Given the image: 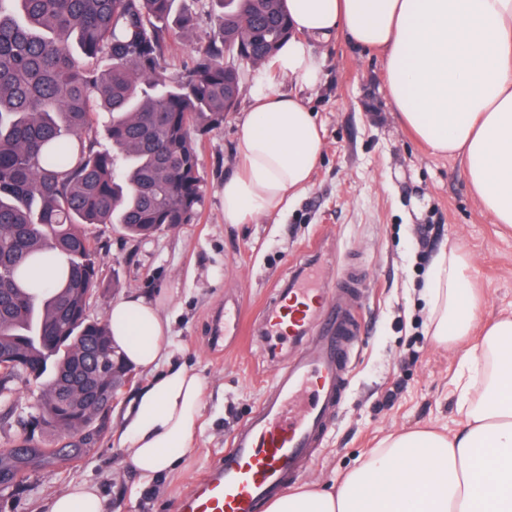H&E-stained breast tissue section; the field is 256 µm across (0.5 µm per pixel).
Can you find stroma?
<instances>
[{
	"mask_svg": "<svg viewBox=\"0 0 512 512\" xmlns=\"http://www.w3.org/2000/svg\"><path fill=\"white\" fill-rule=\"evenodd\" d=\"M196 16L189 39L177 25L173 68L204 46L217 12L213 0H186ZM323 82L301 88L274 70L251 72L224 123L201 138L204 201L199 216L144 240L97 227L103 245V286L90 318L107 317L116 301L139 292L158 301L171 322L172 344L162 367L184 365L206 380L204 428L180 466L145 484L123 463L116 434L132 404L127 389L114 404L109 429L82 461L38 462L25 489L0 498V512H49L56 493L77 482L97 485L106 512H179L195 478L224 454L233 434L270 391V378L288 344L255 332L264 305L284 288L307 247L326 280L346 256L369 274L371 290L350 387L330 433L301 486H334L394 433L432 429L453 435L462 427L457 378L481 331L512 314V228L493 223L474 196L458 161L432 153L404 129L386 94L381 54L337 35L316 44ZM300 96L322 125L325 150L307 189L273 217L247 224L224 221L220 190L237 165L240 122L259 78ZM432 229L429 253L459 246L471 262L477 296L475 331L445 345L427 334L420 292L428 267L420 259L418 229ZM237 321L240 333L216 335L219 321ZM398 387L393 402L388 388ZM33 396L21 391L14 412L0 409V451L23 443Z\"/></svg>",
	"mask_w": 512,
	"mask_h": 512,
	"instance_id": "35a3bbf8",
	"label": "stroma"
}]
</instances>
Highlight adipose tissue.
I'll list each match as a JSON object with an SVG mask.
<instances>
[{
  "instance_id": "1",
  "label": "adipose tissue",
  "mask_w": 512,
  "mask_h": 512,
  "mask_svg": "<svg viewBox=\"0 0 512 512\" xmlns=\"http://www.w3.org/2000/svg\"><path fill=\"white\" fill-rule=\"evenodd\" d=\"M295 33L272 61L313 87L322 60L312 42L344 35L384 58L388 99L432 152L459 158L496 223L512 226V0H286ZM324 149L321 126L298 96L258 91L240 126V170L224 179V221L245 224L287 207L308 187ZM471 264L457 247L436 254L423 297L430 333L446 343L469 335L476 302ZM128 363L157 367L170 342L159 306L132 293L108 314ZM471 371L479 394L458 386L463 428L389 438L335 491H293L266 512H512V315L485 330ZM204 378L180 367L137 393L119 434L124 463L145 482L172 473L203 428ZM50 512H104L80 483L55 495Z\"/></svg>"
}]
</instances>
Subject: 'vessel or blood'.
<instances>
[{
	"mask_svg": "<svg viewBox=\"0 0 512 512\" xmlns=\"http://www.w3.org/2000/svg\"><path fill=\"white\" fill-rule=\"evenodd\" d=\"M369 286L366 273L347 263L329 285L293 277L287 295L264 307L268 336L296 351L274 373L270 393L217 465L181 498L180 512H261L303 477L350 383Z\"/></svg>",
	"mask_w": 512,
	"mask_h": 512,
	"instance_id": "b4317fda",
	"label": "vessel or blood"
}]
</instances>
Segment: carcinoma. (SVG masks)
I'll use <instances>...</instances> for the list:
<instances>
[{
  "instance_id": "carcinoma-1",
  "label": "carcinoma",
  "mask_w": 512,
  "mask_h": 512,
  "mask_svg": "<svg viewBox=\"0 0 512 512\" xmlns=\"http://www.w3.org/2000/svg\"><path fill=\"white\" fill-rule=\"evenodd\" d=\"M214 2L210 41L169 76L175 0H0V352L24 358L16 378L0 379V404L15 407L17 380L38 385L39 429L50 436L24 444L30 452L14 461L23 470L52 461L58 445L88 456L76 438L97 408L75 420L50 414L78 337L112 345L109 320L77 324L67 311L85 310L102 286L92 227L140 239L197 219L200 135L234 110L242 70L271 61L291 35L286 0ZM39 336L76 340L41 367Z\"/></svg>"
}]
</instances>
